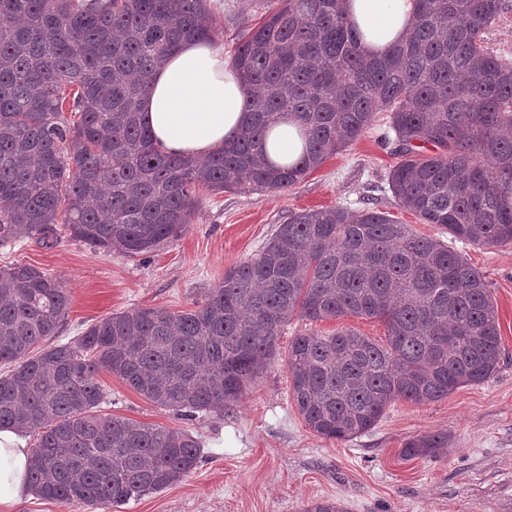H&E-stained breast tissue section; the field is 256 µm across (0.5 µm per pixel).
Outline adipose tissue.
Wrapping results in <instances>:
<instances>
[{"mask_svg": "<svg viewBox=\"0 0 512 512\" xmlns=\"http://www.w3.org/2000/svg\"><path fill=\"white\" fill-rule=\"evenodd\" d=\"M415 5V0H347L363 52L386 54L412 27ZM248 97V86L223 46L189 42L152 74L141 108L163 151L202 159L237 137L249 119ZM305 146L300 124L288 118L272 129L266 150L271 162L294 164L304 158ZM30 458L20 435L0 430V512L26 495Z\"/></svg>", "mask_w": 512, "mask_h": 512, "instance_id": "ef3b65f1", "label": "adipose tissue"}]
</instances>
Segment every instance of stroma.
Here are the masks:
<instances>
[{
    "instance_id": "35a3bbf8",
    "label": "stroma",
    "mask_w": 512,
    "mask_h": 512,
    "mask_svg": "<svg viewBox=\"0 0 512 512\" xmlns=\"http://www.w3.org/2000/svg\"><path fill=\"white\" fill-rule=\"evenodd\" d=\"M215 42L232 57L238 28L261 14L259 0H208ZM387 113L294 187L277 192L214 194L199 206L180 238L144 257L100 252L69 238L51 248L23 239L0 248V266L22 263L57 276L71 307L57 336L65 343L92 324L131 307L180 311L218 285L234 265L255 257L289 214L320 207L351 210L374 201L423 236L441 237L400 208L385 189L397 163L385 142ZM484 275L497 315L504 355L494 376L425 404H392L378 425L353 440L329 441L311 432L290 398L288 344L301 331L349 327L385 340L377 319L295 321L268 371L245 398L195 420L148 403L117 376L100 373L109 413L189 430L202 459L181 482L123 505L95 508L29 496L9 512H301L318 499L342 501L347 512H512V246L478 247L451 241ZM448 436L437 457L406 458L405 444L426 433Z\"/></svg>"
}]
</instances>
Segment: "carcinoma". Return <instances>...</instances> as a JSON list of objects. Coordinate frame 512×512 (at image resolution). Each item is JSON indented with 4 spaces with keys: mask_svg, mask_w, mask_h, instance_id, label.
<instances>
[{
    "mask_svg": "<svg viewBox=\"0 0 512 512\" xmlns=\"http://www.w3.org/2000/svg\"><path fill=\"white\" fill-rule=\"evenodd\" d=\"M417 5L409 34L371 57L343 0H265L231 60L253 90L250 122L197 162L155 147L141 100L180 43L213 39L207 0H0V247L25 235L51 248L64 230L95 250L143 256L183 234L199 191L292 188L379 112L401 157L387 177L399 206L462 243L511 246L512 59L485 41L507 4ZM285 116L308 137L300 165L266 157ZM70 305L57 277L0 267V364L12 366L0 376V428L37 436L30 484L64 504H125L201 462L189 431L102 412L101 371L193 420L240 400L292 319L376 318L383 344L347 327L289 343L292 403L306 427L350 441L392 403L484 382L502 354L484 275L370 207L294 212L192 307L131 308L32 353L58 335ZM446 447L448 435L428 433L402 453ZM303 512L347 510L330 499Z\"/></svg>",
    "mask_w": 512,
    "mask_h": 512,
    "instance_id": "obj_1",
    "label": "carcinoma"
}]
</instances>
